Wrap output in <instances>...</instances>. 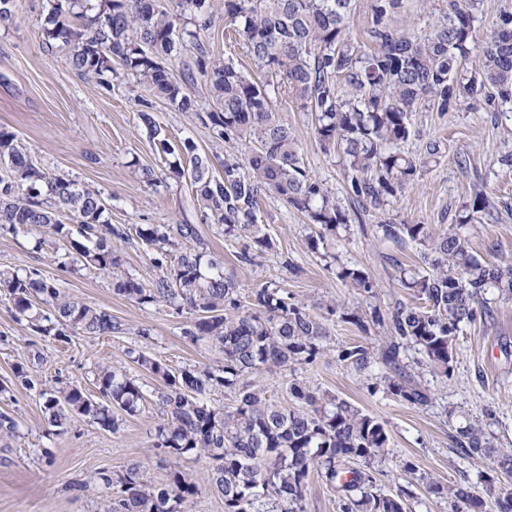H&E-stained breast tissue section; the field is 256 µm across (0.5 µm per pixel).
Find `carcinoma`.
<instances>
[{"instance_id": "cac0c4a2", "label": "carcinoma", "mask_w": 512, "mask_h": 512, "mask_svg": "<svg viewBox=\"0 0 512 512\" xmlns=\"http://www.w3.org/2000/svg\"><path fill=\"white\" fill-rule=\"evenodd\" d=\"M52 0L46 40L69 49L71 67L80 75L112 72L119 60L139 83L167 99L203 125L218 130L228 144L254 145L240 163L225 159L222 175L212 160L183 139L173 146L158 128L143 100L139 118L159 151L178 153L173 173L195 188L200 220L215 224L224 236L247 239L237 260L245 266L274 248L272 237L257 223L259 202L274 196L304 214L315 227L312 249L327 248L351 214L379 216L377 231L398 243L423 247L426 273L403 270L402 283L417 292L418 305L396 303L387 312L374 308L370 320L336 303L334 316L361 329L372 324L383 335L371 343L344 346L337 358L357 373L377 364L389 374L382 386L368 388L412 406L432 403L431 391L402 365L411 350L432 372L446 378L454 370L453 344L463 327L490 319L494 310L484 295L494 288L512 300V265L487 261L455 230L434 234L427 224L388 217V207L419 176L423 163L401 145L412 133L411 117L426 102L444 114L484 94L496 110L512 114V10L500 14L493 36L475 40L479 0H445L431 31L422 39L393 26L390 18L403 0H371L365 31L367 44L350 36L352 0H223L224 15L236 26L256 68L257 81L230 61L212 58L201 34L211 25L206 0ZM81 9L83 21L66 22L63 13ZM195 30L181 32L196 51L195 69L184 74L192 83L205 79L217 109L198 111L196 102L174 81L169 65L177 56L176 29L186 13ZM291 96L314 114V136L324 150L341 154L349 213L305 166L288 123L274 108V98ZM0 162L11 177L0 180V233L17 235L34 227L67 244L51 261L60 267L110 274L121 263L116 243L137 237L153 250L160 274L142 280L115 278L113 291L141 306L162 305L187 314L181 335L194 345L220 354L213 366L173 368L128 348L126 355L151 373L152 391L125 370L99 365L95 399L77 384L57 380L49 387L22 364L14 376L38 394L48 424L62 427L87 420L108 431L119 427L116 413H138L151 395L160 421L150 435L168 457L207 456L214 461L205 483L173 469L159 487L143 481L140 466L116 474L98 473L94 490L102 494L101 512H191L190 505L209 489L224 499V512H306L311 471L336 486L340 512H407L412 491L384 493L377 466L389 455V436L375 417L352 403L321 394L294 381L288 393L295 406L272 401L265 386L251 381L264 371L295 370L312 364L332 348L325 324L307 306L280 288L264 284L247 299L224 276L223 263L206 257L193 224H139L131 229L105 219L100 192L37 168L29 149L15 134L0 131ZM494 203L477 194L457 224H470L477 213H491ZM71 212L76 223L58 219ZM336 277L353 292L377 294L376 279L362 267H342ZM25 320L35 336L67 343L76 334L102 336L122 331L108 312L67 294L46 278L39 265L0 270V299ZM236 394V404L213 402L218 392ZM460 453L489 460L481 473L497 512H512V448L495 446L483 420L467 419L456 428ZM430 492L448 499L449 512H486V502L469 481L444 487L428 483Z\"/></svg>"}]
</instances>
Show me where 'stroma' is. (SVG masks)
I'll list each match as a JSON object with an SVG mask.
<instances>
[{
	"mask_svg": "<svg viewBox=\"0 0 512 512\" xmlns=\"http://www.w3.org/2000/svg\"><path fill=\"white\" fill-rule=\"evenodd\" d=\"M10 8L12 22L0 25V129L27 145L42 171L99 191L111 223L198 225L208 252L223 259L225 276L236 282L241 293L272 283L316 316L333 301L364 313L375 307L387 311L399 301L413 302L399 270L420 266L421 246L383 240L375 219L367 214L353 218L327 252H315L307 244L312 226L306 217L280 200L264 199L258 222L275 246L259 255L254 266H243L237 260L243 240L225 238L218 226L201 223L194 188L171 175L166 157L160 156L139 119L138 101L150 100L155 123L171 140L192 138L199 152L213 161L244 160L248 144H225L216 129L197 123L164 98L150 96L123 68H116L108 89L99 85L97 76H78L69 65L68 49L44 39L49 0H11ZM205 37L213 58L231 61L244 74L259 78L243 40L223 11L214 12ZM276 109L293 131L305 166L332 190L337 204L349 207L340 158L321 149L311 113L289 97L278 99ZM412 128L413 136L403 145L406 153L422 157L424 144L431 139L441 142L442 153L397 196L391 217L427 224L440 233L454 226L456 215L476 192H483L495 202L497 216L467 225L463 234L480 257L512 265V171L498 164L500 155L512 152V120L496 114L480 98L445 114L420 106L412 116ZM146 167L153 170L155 183L143 178ZM35 239L32 233L0 235V268L33 265L39 255L65 248L63 241L48 235L38 254ZM345 265L368 270L379 283L376 297L355 294L342 284L336 272ZM41 266L47 277L79 301L112 314L123 330L109 336L76 335L64 345L38 341L0 302V384L6 387L0 393V412L19 423L14 437L0 439V512H100L99 498L81 491V484H94L101 469L116 472L134 463L140 464L145 482L152 486L164 482L174 468L204 480L211 459L169 458L153 447L150 432L160 418L153 400H146L137 415L124 417L114 434L85 420L62 429L45 423L38 395L13 376L15 365L26 362L32 349H40L47 358L37 370L43 381L51 384L60 378L81 385L91 395L97 392L93 369L98 363L127 367L148 388H156L155 378L132 366L125 354L136 343L147 355L173 367L209 364L216 354L187 343L181 335L182 317L168 307L141 306L115 294L112 276L69 271L51 263ZM486 297L494 317L464 327L454 344L450 378L408 364V371L433 392L429 406L369 393L368 384L383 375V368L373 367L369 375L360 376L332 353L293 372H263L260 381L282 406L289 405L288 383L296 378L375 416L390 439V459L378 476L380 488L388 493L409 487L413 493L409 512H448L447 499L430 494L422 477L444 484L465 477L474 483L489 465L488 460L457 454L458 412L479 416L492 410L491 432L497 442L512 446V300L502 299L494 289ZM142 329L151 333L145 344L138 336ZM407 461L413 463L414 472L404 471Z\"/></svg>",
	"mask_w": 512,
	"mask_h": 512,
	"instance_id": "35a3bbf8",
	"label": "stroma"
}]
</instances>
